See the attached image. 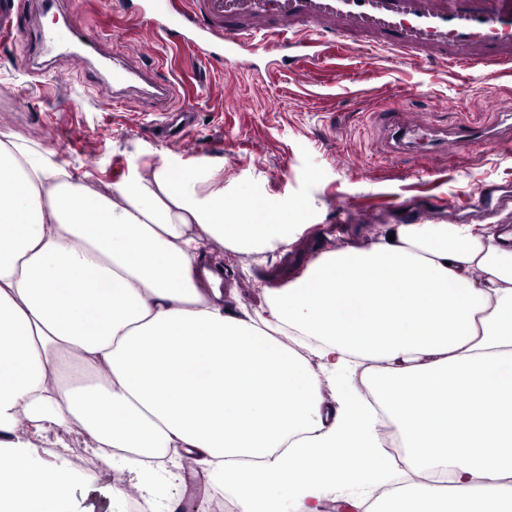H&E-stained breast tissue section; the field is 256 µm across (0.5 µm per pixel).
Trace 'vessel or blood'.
I'll return each mask as SVG.
<instances>
[{
    "label": "vessel or blood",
    "mask_w": 512,
    "mask_h": 512,
    "mask_svg": "<svg viewBox=\"0 0 512 512\" xmlns=\"http://www.w3.org/2000/svg\"><path fill=\"white\" fill-rule=\"evenodd\" d=\"M171 0H148L143 15L171 44L192 43L208 61L232 64L241 51L263 56L270 44L297 53L308 63L332 49L378 50L400 61L427 58L445 67L512 64V0H186L177 14ZM20 33L13 0H0V39ZM81 25L40 33L43 49L93 42ZM151 63L112 66L98 88L103 98L141 95L167 100L171 87L153 76ZM400 138L434 139L449 150L465 148L476 129L468 122L452 131L432 128L423 114L394 106Z\"/></svg>",
    "instance_id": "vessel-or-blood-1"
}]
</instances>
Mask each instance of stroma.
I'll return each mask as SVG.
<instances>
[{
  "label": "stroma",
  "instance_id": "35a3bbf8",
  "mask_svg": "<svg viewBox=\"0 0 512 512\" xmlns=\"http://www.w3.org/2000/svg\"><path fill=\"white\" fill-rule=\"evenodd\" d=\"M144 2L68 0L65 9L37 11L41 25L78 11L99 50L42 52L31 27L0 49V131L22 132L58 159L84 166L103 193L166 157L176 167L222 164L225 198L248 189L301 205L298 221L306 229L285 257L215 247L231 301L259 307V280L285 284L319 249L367 247L382 224L406 222L445 199L464 201L480 182L512 185V149L480 138L458 156L437 146L396 152L393 130L382 122L383 110L399 104L440 126L472 120L504 127L512 123V73L483 66L451 72L383 52L370 59L339 53L315 67L274 73L256 56L224 67L193 47L162 43L139 14ZM145 55L159 61L157 80L174 87L169 103L97 96L105 63ZM182 106L193 112L194 126L187 140L174 142L157 126ZM166 470L162 464L154 471V512H168L176 495L186 506L210 505L216 489L198 468L182 467L188 486L180 491L168 484Z\"/></svg>",
  "mask_w": 512,
  "mask_h": 512
}]
</instances>
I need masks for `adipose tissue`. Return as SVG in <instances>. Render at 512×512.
I'll list each match as a JSON object with an SVG mask.
<instances>
[{
    "label": "adipose tissue",
    "instance_id": "1",
    "mask_svg": "<svg viewBox=\"0 0 512 512\" xmlns=\"http://www.w3.org/2000/svg\"><path fill=\"white\" fill-rule=\"evenodd\" d=\"M89 178L0 131V512H75L74 431L148 502L145 458L186 453L238 512H512V230L386 224L253 311L210 251L286 252L288 205L225 200L215 164ZM385 425L404 484L380 497Z\"/></svg>",
    "mask_w": 512,
    "mask_h": 512
}]
</instances>
